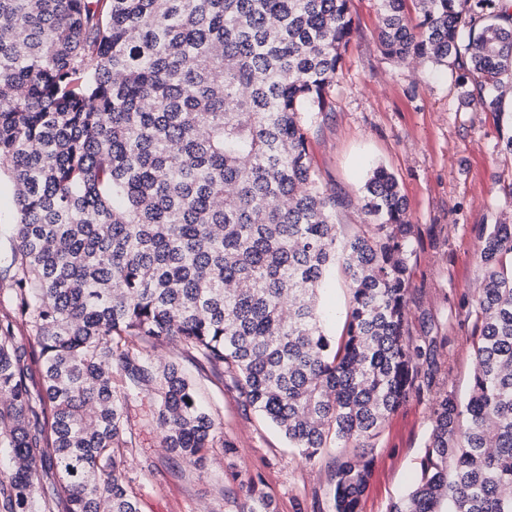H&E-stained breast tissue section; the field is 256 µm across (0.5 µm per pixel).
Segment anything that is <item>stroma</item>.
<instances>
[{
    "mask_svg": "<svg viewBox=\"0 0 512 512\" xmlns=\"http://www.w3.org/2000/svg\"><path fill=\"white\" fill-rule=\"evenodd\" d=\"M350 12L357 31L331 91L332 109L310 127L313 167L324 184L349 201L336 212L344 236L363 220L356 200L372 170L381 166L397 178L414 226L405 334L414 340L447 337L438 351L434 391L463 400L472 383L474 320L462 302L483 286L479 235L485 225L512 222V155L501 150L512 117L465 105L442 70L384 57L375 0H350ZM13 222L6 191L0 193V315L13 311ZM322 300L331 313L327 333L341 335L351 300L341 273L330 277ZM11 336L24 352L29 392L42 395L43 355L34 331L14 317ZM135 347L155 363L179 364L218 425L204 466H192L163 447L152 420V397L130 393L126 416L135 445L122 450L119 462L138 496L139 512H241L243 494L224 478L230 469L259 476L277 512H333L335 446L305 460L244 404L231 376L201 364L176 342L139 340ZM434 391L410 395L375 439L362 512H387L389 503L413 485ZM227 442L234 447L229 455L223 448Z\"/></svg>",
    "mask_w": 512,
    "mask_h": 512,
    "instance_id": "1",
    "label": "stroma"
}]
</instances>
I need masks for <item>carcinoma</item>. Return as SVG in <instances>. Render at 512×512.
I'll use <instances>...</instances> for the list:
<instances>
[{"label":"carcinoma","instance_id":"1","mask_svg":"<svg viewBox=\"0 0 512 512\" xmlns=\"http://www.w3.org/2000/svg\"><path fill=\"white\" fill-rule=\"evenodd\" d=\"M393 60L455 77L502 116L512 96L508 0H376ZM349 0H0V175L16 222L15 301L45 357V395L24 382L0 319V512H139L118 470L132 444L127 394L153 398L164 444L190 464L215 419L180 365L136 339L177 341L232 375L244 402L312 460L337 458L334 512H360L374 440L400 403L432 387L446 336H405L412 224L378 167L344 237V199L319 181L308 122L354 34ZM512 224L480 233L482 292L466 402H432L415 488L387 512H512ZM340 267L353 304L341 346L320 291ZM52 412L51 441L39 416ZM42 466L54 482L36 493ZM242 512H276L233 474Z\"/></svg>","mask_w":512,"mask_h":512}]
</instances>
